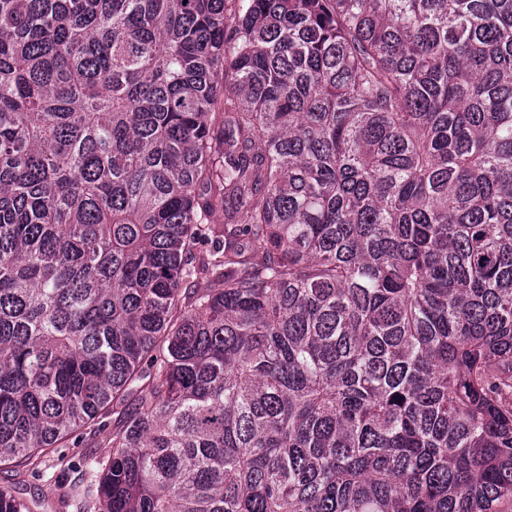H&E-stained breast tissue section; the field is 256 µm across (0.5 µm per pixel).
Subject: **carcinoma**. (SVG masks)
<instances>
[{
	"mask_svg": "<svg viewBox=\"0 0 512 512\" xmlns=\"http://www.w3.org/2000/svg\"><path fill=\"white\" fill-rule=\"evenodd\" d=\"M109 419L0 512L512 505V0H0V471ZM112 435V422L110 426L99 429L94 432L89 429L83 435V444L73 448H59L50 457L44 459L39 469L44 472L43 477H25L27 492L42 493L48 498H56L59 489L53 480L49 477L61 467V456L64 457V463L69 461L72 464H78L86 456L106 457L112 452L110 438ZM63 463V464H64Z\"/></svg>",
	"mask_w": 512,
	"mask_h": 512,
	"instance_id": "1",
	"label": "carcinoma"
}]
</instances>
